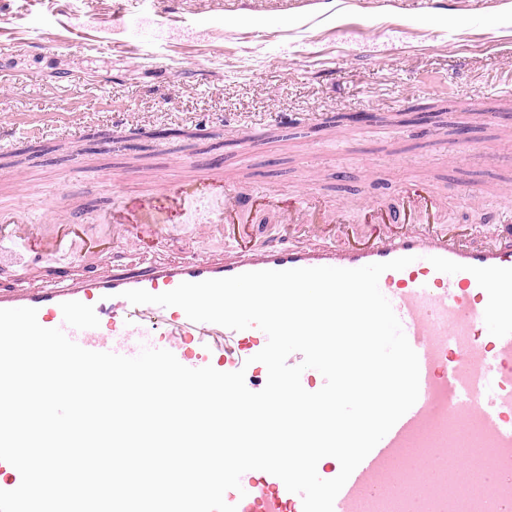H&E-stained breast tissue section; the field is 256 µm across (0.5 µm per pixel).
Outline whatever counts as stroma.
I'll use <instances>...</instances> for the list:
<instances>
[{"instance_id": "stroma-1", "label": "stroma", "mask_w": 512, "mask_h": 512, "mask_svg": "<svg viewBox=\"0 0 512 512\" xmlns=\"http://www.w3.org/2000/svg\"><path fill=\"white\" fill-rule=\"evenodd\" d=\"M180 0L178 21L157 37L134 0H0V157H40L0 166V206L30 223L77 211L100 235L97 212L112 188L129 192L195 174L210 156L224 176L262 192H316L359 219L365 200L387 209L404 185L428 180L449 221L498 222L512 214V119L475 107L512 102V0ZM438 100L457 109L431 124H390ZM372 114L332 129L335 114ZM294 122L281 127V115ZM273 131L247 149L241 128ZM466 132L463 155L448 152ZM62 142L82 155L58 151ZM209 206L174 213L162 242L112 251L110 262H170L220 255L205 233Z\"/></svg>"}]
</instances>
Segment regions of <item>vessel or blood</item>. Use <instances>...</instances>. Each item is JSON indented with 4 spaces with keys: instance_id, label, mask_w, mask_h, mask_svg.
<instances>
[{
    "instance_id": "vessel-or-blood-1",
    "label": "vessel or blood",
    "mask_w": 512,
    "mask_h": 512,
    "mask_svg": "<svg viewBox=\"0 0 512 512\" xmlns=\"http://www.w3.org/2000/svg\"><path fill=\"white\" fill-rule=\"evenodd\" d=\"M224 159L211 157L194 178L173 182L165 195L176 205L200 199L215 209L207 233L224 238L236 255L215 259L193 255L178 263H138L109 273L70 278L46 266L49 254L107 256L143 231L165 236L152 197H137V218L127 200L95 215L106 238L80 239L76 222L32 231L20 208L0 207V259L18 254L23 265L43 270L39 288H1L0 309L30 307L46 328H60L82 348L137 355L142 347L172 352L184 366L244 371L251 391L264 388L253 357L261 343L242 342L239 331L190 320L178 307L135 305L125 291L153 294L183 282H201L262 270L338 267L354 269L411 257L401 270L385 271L381 292L390 301L419 361L415 404L355 468L334 501V512H389L400 500L405 512H448L467 460L464 448H490L484 463L482 498L512 508V219L487 235L441 218L443 201L428 184L404 186L401 208L379 214L370 225L350 223L331 201L311 195L292 201L283 224L253 251V214L273 205L275 193L257 194L227 182ZM197 350L187 354V342ZM242 494L229 497L237 512H303L299 494L282 480L261 473L241 481Z\"/></svg>"
}]
</instances>
